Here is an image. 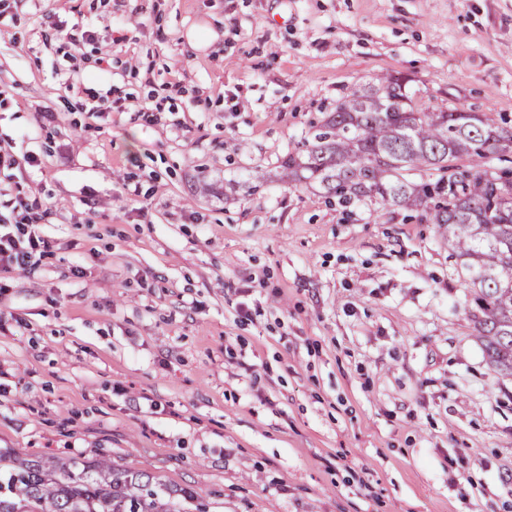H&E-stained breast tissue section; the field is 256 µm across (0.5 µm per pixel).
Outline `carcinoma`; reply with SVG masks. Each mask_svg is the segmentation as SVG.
I'll use <instances>...</instances> for the list:
<instances>
[{
    "instance_id": "cac0c4a2",
    "label": "carcinoma",
    "mask_w": 512,
    "mask_h": 512,
    "mask_svg": "<svg viewBox=\"0 0 512 512\" xmlns=\"http://www.w3.org/2000/svg\"><path fill=\"white\" fill-rule=\"evenodd\" d=\"M512 151V128L485 113L419 109L403 77L343 96L286 165L321 184L341 204L378 199L406 205L448 236L465 276L474 329L492 370L512 377V178L457 171L491 153ZM442 172L406 181L417 167ZM195 493L104 459H26L0 451V512H185Z\"/></svg>"
}]
</instances>
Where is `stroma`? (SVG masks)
Masks as SVG:
<instances>
[{
  "label": "stroma",
  "instance_id": "1",
  "mask_svg": "<svg viewBox=\"0 0 512 512\" xmlns=\"http://www.w3.org/2000/svg\"><path fill=\"white\" fill-rule=\"evenodd\" d=\"M8 2L0 151L36 162L0 186L49 249L0 271V448L207 512H512V379L447 239L283 168L389 74L512 127V0Z\"/></svg>",
  "mask_w": 512,
  "mask_h": 512
}]
</instances>
